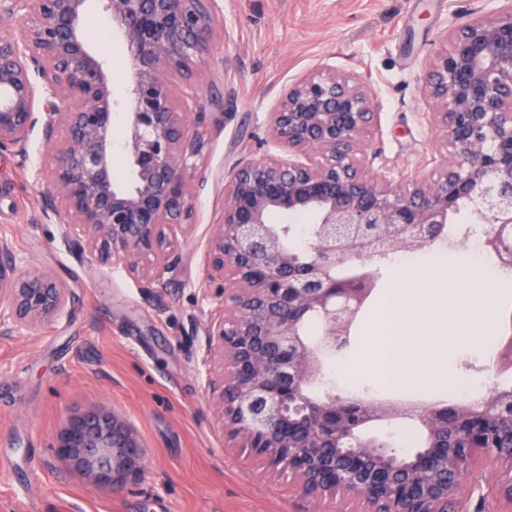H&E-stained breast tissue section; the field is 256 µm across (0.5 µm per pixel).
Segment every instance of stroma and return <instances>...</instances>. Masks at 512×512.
I'll list each match as a JSON object with an SVG mask.
<instances>
[{"mask_svg":"<svg viewBox=\"0 0 512 512\" xmlns=\"http://www.w3.org/2000/svg\"><path fill=\"white\" fill-rule=\"evenodd\" d=\"M219 46L197 68L201 104L224 101L206 130L207 147L193 177V217L173 239L179 265L161 282L102 265L69 244L56 212L46 209L49 184L41 129L26 155L0 151V236L12 238L23 267L49 272L67 288L68 313L31 333L0 336V454L35 466L37 478L0 471V512H361L360 499L303 496L296 480L275 474L224 434L218 404L207 394L206 331L224 314V285L206 276L211 236L224 213V179L242 162L272 153L268 115L288 84L325 66L363 76L379 122L367 140L395 181L427 169L448 143L427 118L432 106L420 81L451 27L493 0H218ZM85 25L112 71L117 112L126 110L131 70L101 0ZM457 271L426 265L408 271L423 287L410 308L422 335L465 326L484 334L501 312L512 313V282L489 299L455 303L468 264L455 249ZM376 288L357 318L347 357L369 362L366 342L396 281L387 263L366 264ZM440 378L395 390L396 398L436 403L461 398L465 379L492 376L480 348L440 349ZM96 409L127 419L145 450L143 470L121 489L105 490L59 459L53 449L68 420ZM506 462L488 458L464 475L457 512H505L495 481Z\"/></svg>","mask_w":512,"mask_h":512,"instance_id":"35a3bbf8","label":"stroma"}]
</instances>
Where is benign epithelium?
Returning <instances> with one entry per match:
<instances>
[{"instance_id": "1", "label": "benign epithelium", "mask_w": 512, "mask_h": 512, "mask_svg": "<svg viewBox=\"0 0 512 512\" xmlns=\"http://www.w3.org/2000/svg\"><path fill=\"white\" fill-rule=\"evenodd\" d=\"M104 2L132 61L123 138L130 183L113 175L112 74L85 30L88 0H0V151L24 150L42 124L45 172L65 199L58 217L70 243L101 264L157 281L179 264L171 236L192 216L191 180L206 140L188 137V116L205 129L212 113L189 114L181 101L196 91V64L211 50L217 0ZM504 2L454 26L450 47L425 70L430 122L450 149L431 172L394 187L385 165H374L379 153L363 148L377 126L368 83L327 68L297 78L270 113L272 142L288 157L242 163L224 181L207 276L228 284L230 304L207 333V348L223 362L208 391L229 437L268 470L291 474L306 496L347 492L366 503L365 512H450L464 468L489 454L512 460V445L485 428L493 417L512 420V405L469 412L452 447L438 436L448 429V407L435 408L424 418L426 443L400 458L359 431L414 409L308 392L324 360L347 349L375 288L369 273L336 277L339 261L426 247L466 201L492 225L487 246L512 262V0ZM276 211L318 215L306 262L288 253L285 230L269 224ZM313 311L322 315L316 346L302 333ZM66 314L64 284L21 268L12 240L1 236L0 335ZM344 435L351 443L341 448ZM55 450L106 489L139 473L145 456L130 425L99 411L71 419Z\"/></svg>"}]
</instances>
